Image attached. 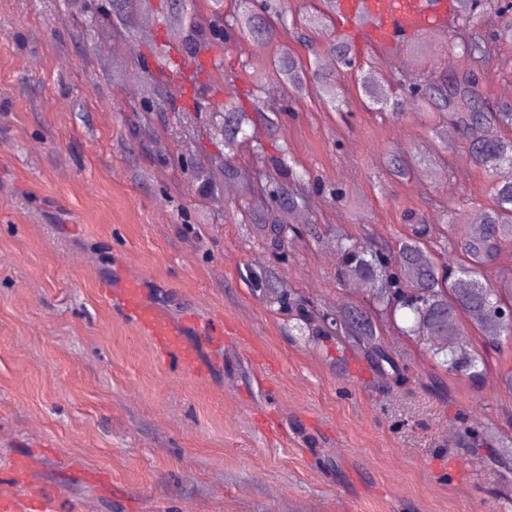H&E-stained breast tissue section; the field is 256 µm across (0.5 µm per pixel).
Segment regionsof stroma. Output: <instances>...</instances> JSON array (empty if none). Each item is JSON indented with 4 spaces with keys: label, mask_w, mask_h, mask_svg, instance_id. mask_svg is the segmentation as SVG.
Masks as SVG:
<instances>
[{
    "label": "stroma",
    "mask_w": 512,
    "mask_h": 512,
    "mask_svg": "<svg viewBox=\"0 0 512 512\" xmlns=\"http://www.w3.org/2000/svg\"><path fill=\"white\" fill-rule=\"evenodd\" d=\"M112 0H0V468L18 454L55 512H512V340L479 383L449 374L372 312L386 360L299 319L367 307L329 254L338 237L399 251L406 215L432 244L449 219L473 223L492 205L486 172L446 118L398 95V115L336 80L347 106L278 85L289 56L315 74L333 22L259 41L233 34L178 89L170 38L185 42L170 0L132 23ZM512 12L477 11L470 28L490 56L484 91L512 106ZM363 68L431 79L457 65L451 35L397 56L360 48ZM230 90L265 111L236 165L267 186L254 144L287 149L317 186L303 189L299 234L276 238L225 195L224 115L193 97ZM404 179L391 154L423 150ZM121 278L183 328L195 370L171 363L110 296ZM488 426L478 452L464 425Z\"/></svg>",
    "instance_id": "1"
}]
</instances>
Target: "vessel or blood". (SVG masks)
<instances>
[{
	"label": "vessel or blood",
	"instance_id": "obj_1",
	"mask_svg": "<svg viewBox=\"0 0 512 512\" xmlns=\"http://www.w3.org/2000/svg\"><path fill=\"white\" fill-rule=\"evenodd\" d=\"M331 10L340 29L357 31L361 40L387 50L419 34H444L461 10V0H332ZM119 300L128 320L152 338L168 359L192 368L197 350L188 345L181 329L144 299L139 281L119 286ZM32 465L18 456L0 469V512H53L45 491L30 488Z\"/></svg>",
	"mask_w": 512,
	"mask_h": 512
}]
</instances>
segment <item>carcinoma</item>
<instances>
[{"mask_svg":"<svg viewBox=\"0 0 512 512\" xmlns=\"http://www.w3.org/2000/svg\"><path fill=\"white\" fill-rule=\"evenodd\" d=\"M237 12L225 16L224 25L230 30L255 37H273L269 18L283 14L281 0H267L264 11L256 13L249 0H238ZM490 4V0H464V10L459 20L451 26L452 36L459 48L463 63L454 72L445 73L433 81L407 79L401 87L408 94L424 101L432 110L448 117L465 140L470 158L491 179L494 207L485 213L481 224H462L453 219V233L437 245L440 252L456 254L460 262L450 266L435 261L421 260L426 252L425 241L428 225L417 222L410 234L400 241L403 258V276L386 271L377 255L382 248L361 245L351 238L337 241L341 256V274L346 278L365 279L373 283L371 304L375 309L386 310L391 315L401 312L408 325L402 334L424 345L433 360L449 373L462 375L472 382L479 381L488 367L490 352L512 338V325L489 314L492 307L512 303V277L496 288L479 279L486 268L501 259L505 247L512 243V139L503 131L512 129V107L493 106L487 100L483 88V75L479 65L486 59L481 38L476 34L461 35L470 26L474 12ZM188 29L190 36L185 43L178 73L200 69V56L211 50V44L199 29L194 2H188ZM337 68H353L357 47L350 38L336 40L330 47ZM281 85L296 95L310 91L336 106L341 101V88L324 82L316 88L310 85V66L291 58L276 66ZM359 91L373 102H389L386 84L382 79L366 72L359 79ZM260 112L259 104H253L252 112L241 106L224 104V120L229 122L224 130V177L231 179L238 174L231 163L238 134L243 126L253 123ZM425 158L416 152L404 156L395 155L389 166L393 175L401 177ZM268 204L274 216L273 230L283 235L281 223L288 212L298 205V196L279 187L268 194ZM463 315L480 316L481 341L478 346L451 345L458 322ZM317 335H334L340 342H353L365 348L378 360L386 358L382 345L376 339L375 325L367 312L352 308L323 315L322 326L314 329Z\"/></svg>","mask_w":512,"mask_h":512,"instance_id":"obj_1","label":"carcinoma"}]
</instances>
